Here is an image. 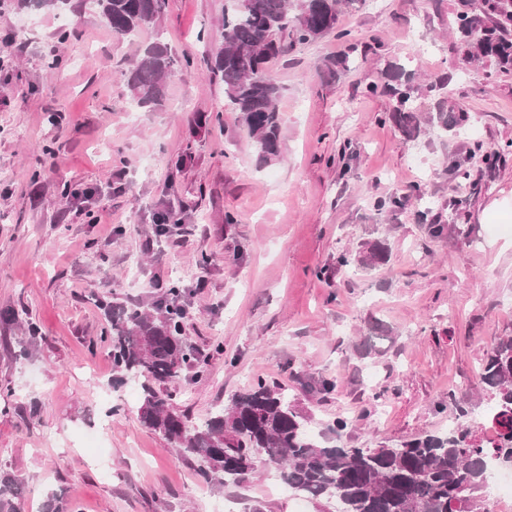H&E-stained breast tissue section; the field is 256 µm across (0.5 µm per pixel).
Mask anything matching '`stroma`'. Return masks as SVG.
Masks as SVG:
<instances>
[{"instance_id":"stroma-1","label":"stroma","mask_w":512,"mask_h":512,"mask_svg":"<svg viewBox=\"0 0 512 512\" xmlns=\"http://www.w3.org/2000/svg\"><path fill=\"white\" fill-rule=\"evenodd\" d=\"M228 4L167 0L159 24L122 40L90 10L64 25L0 0V309L40 327L27 346L0 323V470L23 483L18 512H40L53 492L79 512H334L281 493L270 466L204 483L196 461L140 425L135 382L112 387L100 302L147 304L175 279L208 362L173 386L192 421L260 379L286 388L315 430L347 419V448L486 413L478 373L512 331V73L462 64L448 32L457 0H357L339 17L344 37L272 62L284 145L263 166L210 72ZM159 33L185 64L148 111L123 73ZM340 54L350 67L327 80ZM392 61L428 82L451 74V103L479 136L412 143L384 123L391 102L366 87ZM488 148L503 152L492 169ZM434 224L457 230L437 238ZM379 237L387 265L337 267ZM376 320L388 334L368 351Z\"/></svg>"}]
</instances>
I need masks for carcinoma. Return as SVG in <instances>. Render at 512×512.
I'll return each mask as SVG.
<instances>
[{"instance_id": "obj_1", "label": "carcinoma", "mask_w": 512, "mask_h": 512, "mask_svg": "<svg viewBox=\"0 0 512 512\" xmlns=\"http://www.w3.org/2000/svg\"><path fill=\"white\" fill-rule=\"evenodd\" d=\"M353 0H233L224 14L222 45L213 73L224 82V95L237 121L252 140L262 163L282 153L278 109L281 87L269 64L294 47L312 43L339 30L341 3ZM108 23L119 38L132 39L163 16L167 0H81ZM19 6L58 14L75 11L72 0H20ZM456 43L466 60H477L503 74L512 73V0H458L453 19ZM178 60L157 36L127 72L131 99L140 108L163 106L167 79ZM367 91L393 101L388 119L410 141L428 123L459 131L467 112L454 110L447 99L436 103L428 119L411 104L419 86L415 73L392 62ZM390 245L384 239L359 251L336 257V265L375 268L387 264ZM179 283L149 305L107 304L109 328L101 339L112 347V381L139 382L137 410L141 425L160 434L183 456L199 462L207 482L222 485L249 481L258 464L276 467L291 491L312 501L336 503V512H485L478 493L486 488L491 460L512 464V332L495 338L479 372L489 394L492 420L501 428L498 439L485 440L479 427L457 422L446 436L427 434L396 445L343 448L326 434L314 433L311 418L289 399L288 392L264 380L216 408L200 424L170 406V385L188 368L203 376L200 361L184 337L186 308ZM5 324H24L28 342L39 337L30 317L0 312ZM22 485L9 474L0 478V512H17Z\"/></svg>"}]
</instances>
